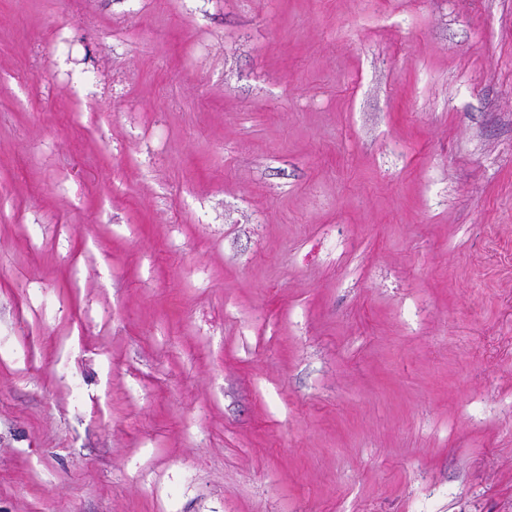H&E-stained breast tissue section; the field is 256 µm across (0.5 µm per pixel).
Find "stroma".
<instances>
[{
    "mask_svg": "<svg viewBox=\"0 0 512 512\" xmlns=\"http://www.w3.org/2000/svg\"><path fill=\"white\" fill-rule=\"evenodd\" d=\"M0 512H512V0H0Z\"/></svg>",
    "mask_w": 512,
    "mask_h": 512,
    "instance_id": "stroma-1",
    "label": "stroma"
}]
</instances>
